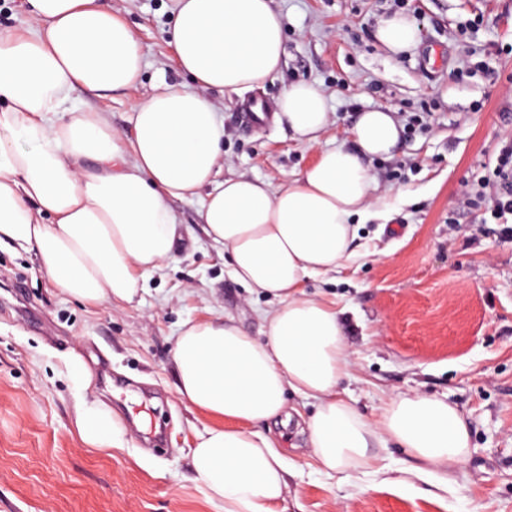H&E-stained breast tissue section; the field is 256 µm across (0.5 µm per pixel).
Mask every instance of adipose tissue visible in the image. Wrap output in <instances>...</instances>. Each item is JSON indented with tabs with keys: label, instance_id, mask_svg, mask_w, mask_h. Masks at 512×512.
Instances as JSON below:
<instances>
[{
	"label": "adipose tissue",
	"instance_id": "1",
	"mask_svg": "<svg viewBox=\"0 0 512 512\" xmlns=\"http://www.w3.org/2000/svg\"><path fill=\"white\" fill-rule=\"evenodd\" d=\"M25 3L27 33L0 29V246L35 252L49 283L75 300L131 304L181 239L171 200L201 193L203 232L229 275L275 300L264 338L224 316L184 323L175 339L180 398L216 420L190 450L210 499L224 512H278L289 462L255 426L284 414L290 392L316 403L309 442L326 473L371 469L389 441L429 466L463 461L468 427L445 401L399 395L372 422L342 396L351 367L342 311L303 290L353 257L354 223L378 217L368 163L398 151V120L359 112L352 146L320 149L280 187L222 180L224 126L206 92L248 90L278 70L283 21L272 0H176L168 42L195 86H157L137 104L129 140L70 93L136 87L143 55L130 26L101 0ZM275 121L318 145L330 122L323 93L291 84ZM76 428L89 447L124 445L97 401L81 402Z\"/></svg>",
	"mask_w": 512,
	"mask_h": 512
}]
</instances>
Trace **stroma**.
<instances>
[{"label": "stroma", "mask_w": 512, "mask_h": 512, "mask_svg": "<svg viewBox=\"0 0 512 512\" xmlns=\"http://www.w3.org/2000/svg\"><path fill=\"white\" fill-rule=\"evenodd\" d=\"M109 4L141 43V81L106 97L80 88L71 97L129 137L135 103L159 84L193 82L167 41L173 0ZM272 6L283 18L280 69L243 94H211L224 124L221 175L277 186L312 164L319 147L350 145L359 111L387 109L400 121L430 111L396 155L370 163L386 218L357 226L354 258L304 290L345 311L352 365L342 386L368 420L417 391L457 407L470 432L462 463L427 474L391 443L378 449L376 473L343 480L321 470L307 443L313 402L290 395L288 424L257 426L292 469L280 512H512V238L489 232L490 210L463 198L512 140V0ZM396 12L419 34L399 55L376 37ZM297 81L328 101L319 146L283 125L242 131L249 101L274 104ZM171 206L182 239L133 305L79 303L49 284L34 254L0 248V512H221L190 469L194 434L213 420L180 399L171 352L184 322L224 314L263 337L269 303L229 275L202 231L200 198ZM76 361L90 377L84 393L70 378ZM85 397L111 411L124 447L81 441Z\"/></svg>", "instance_id": "obj_1"}]
</instances>
